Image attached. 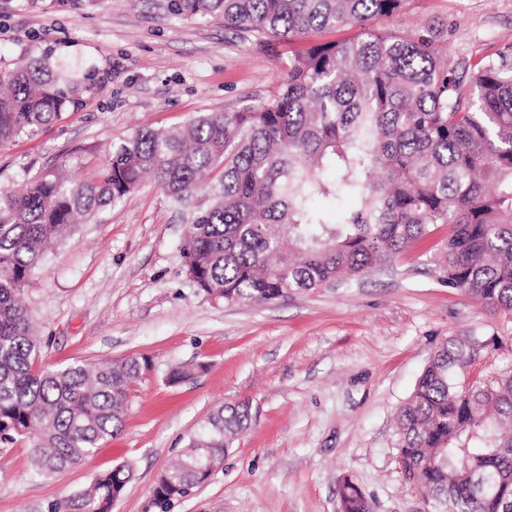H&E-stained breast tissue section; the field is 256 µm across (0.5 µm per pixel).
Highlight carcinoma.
<instances>
[{
  "instance_id": "1",
  "label": "carcinoma",
  "mask_w": 512,
  "mask_h": 512,
  "mask_svg": "<svg viewBox=\"0 0 512 512\" xmlns=\"http://www.w3.org/2000/svg\"><path fill=\"white\" fill-rule=\"evenodd\" d=\"M409 0H169L175 15L224 21L260 48L314 32L358 28L288 55L272 92L174 129H142L91 180L45 174L0 190V447L19 439L35 474L72 468L121 430L129 387L150 369L131 357L36 367L20 290L52 244L112 209L150 178L182 210L190 280L226 302H267L346 275H365L428 238L443 282L512 312V58L441 52L433 25L381 30ZM77 104L74 84L35 61L0 73V143L47 127ZM317 197L348 200L339 220ZM476 336H450L400 408L398 464L437 512H512V371L469 378ZM249 421L222 404L153 489L152 504L204 482ZM132 478L120 464L48 512H111ZM344 512H371L359 487Z\"/></svg>"
}]
</instances>
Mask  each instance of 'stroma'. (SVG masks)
<instances>
[{"label":"stroma","mask_w":512,"mask_h":512,"mask_svg":"<svg viewBox=\"0 0 512 512\" xmlns=\"http://www.w3.org/2000/svg\"><path fill=\"white\" fill-rule=\"evenodd\" d=\"M168 0H0V72L49 59L78 87L77 107L0 145V189L48 172L88 179L142 128L267 96L284 58L242 43L222 22L170 14ZM442 25L449 56L512 54V0H411L379 29ZM185 226L151 182L48 250L21 289L37 365L127 357L150 368L132 384L121 431L83 463L33 474L20 440L0 450V512H47L120 463L133 476L112 512H155L159 474L224 403L249 423L209 479L170 512H340L351 479L373 512H421L397 462V412L451 336L485 344L476 370H512V313L441 282L419 249L383 270L269 302L224 303L189 280ZM190 376L172 385L169 372Z\"/></svg>","instance_id":"35a3bbf8"}]
</instances>
